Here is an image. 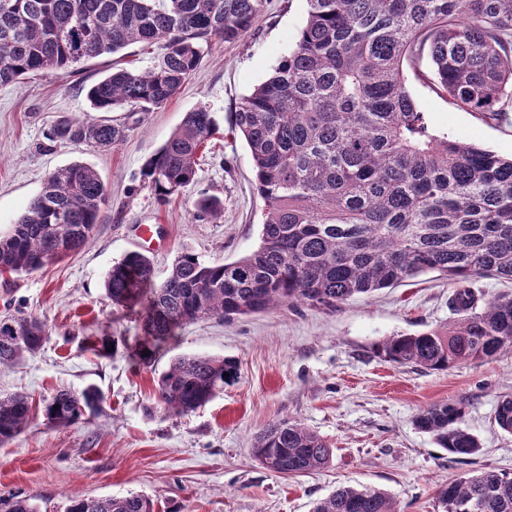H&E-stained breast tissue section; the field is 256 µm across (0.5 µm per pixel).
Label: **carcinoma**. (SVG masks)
Returning a JSON list of instances; mask_svg holds the SVG:
<instances>
[{
    "instance_id": "1",
    "label": "carcinoma",
    "mask_w": 512,
    "mask_h": 512,
    "mask_svg": "<svg viewBox=\"0 0 512 512\" xmlns=\"http://www.w3.org/2000/svg\"><path fill=\"white\" fill-rule=\"evenodd\" d=\"M307 19L288 55L242 98L235 126L250 150L263 201L260 245L227 263L183 252L152 289L142 314L154 341L201 318L231 322L283 305L334 310L358 295L397 286L429 271L457 284L458 319L397 335L379 352L399 365L448 371L512 349V296L478 307L472 281H512V158L436 134L411 96L403 70L414 66L458 107L497 121L512 103V0H306ZM263 0H0V84L35 71H61L133 44L157 46L145 69L112 64L88 92L93 108L149 112L170 101L218 38L235 42L261 16ZM427 61L428 71L420 69ZM212 113L195 109L146 162L157 199L195 182L216 133ZM129 128L64 117L48 131L59 143L101 148ZM107 187L99 173L72 163L51 173L11 228L0 233V275L30 272L86 248ZM224 203L204 197L198 221H215ZM139 252L114 263L105 280L112 306L126 308L152 281ZM48 336L37 318H0V369L35 354ZM237 371L236 362L181 356L158 380L157 407L186 415L206 404ZM101 392L59 390L44 400L46 424L76 425L101 408ZM28 397H0V444L19 435ZM463 403L435 405L415 425L457 460L478 454ZM494 420L512 433V398ZM276 473L309 474L333 449L295 420L269 425L252 448ZM442 512H512V475L484 469L445 481ZM0 512H36L30 499L0 496ZM67 512H155L141 495L74 497ZM312 512H397L385 493L342 487Z\"/></svg>"
}]
</instances>
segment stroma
<instances>
[{"label": "stroma", "mask_w": 512, "mask_h": 512, "mask_svg": "<svg viewBox=\"0 0 512 512\" xmlns=\"http://www.w3.org/2000/svg\"><path fill=\"white\" fill-rule=\"evenodd\" d=\"M306 17V0H265L242 39L213 40L178 94L148 112L105 114L86 97L113 60L150 66L152 53L140 43L70 72H34L0 85V231L15 223L49 172L71 163L95 168L109 191L85 250L0 282V316H33L49 328L36 355L0 370V394L24 392L33 404L27 428L0 444V494L30 498L38 512H65L73 496L131 493L152 499L156 512H312L318 500L353 486L386 493L399 512H440L439 482L486 468L512 473V434L494 420L498 401L512 396V350L440 372L392 363L378 351L393 336L455 319L450 301L456 286L438 273L333 311L282 306L230 323H188L146 359L140 353L146 298L117 309L105 296L110 267L127 252L144 250L143 224L158 227L162 238L144 250L156 286L183 252L231 262L259 246L263 202L250 151L233 129L234 112L288 54ZM408 89L436 133L512 155L511 111L486 121L427 81L409 78ZM200 107L213 113L220 130L194 185L160 204L143 167L185 113ZM63 117L109 119L128 133L108 149L49 142L47 132ZM203 193L223 200L221 220L194 219ZM102 338L117 340V352L94 354L90 344ZM194 354L234 360L235 378L188 415L155 408L157 383L171 360ZM90 385L103 395L97 415L67 428L46 425L43 398L61 387L79 392ZM456 400L465 402L464 423L481 443L466 464L451 461L414 424L420 411ZM283 419L330 442L334 454L326 469L285 476L253 457L255 438Z\"/></svg>", "instance_id": "stroma-1"}]
</instances>
